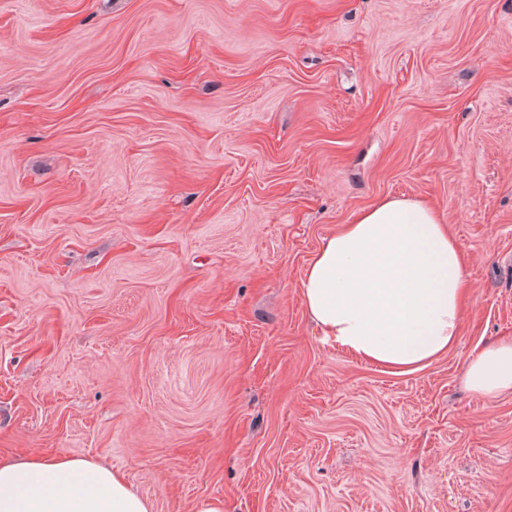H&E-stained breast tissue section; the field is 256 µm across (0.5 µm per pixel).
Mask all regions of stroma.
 <instances>
[{"mask_svg":"<svg viewBox=\"0 0 512 512\" xmlns=\"http://www.w3.org/2000/svg\"><path fill=\"white\" fill-rule=\"evenodd\" d=\"M388 195L465 260L457 345L321 336L325 237ZM512 0H0V459L153 512H512ZM465 383L469 390L487 397L512 391V340L478 351L467 366Z\"/></svg>","mask_w":512,"mask_h":512,"instance_id":"1","label":"stroma"}]
</instances>
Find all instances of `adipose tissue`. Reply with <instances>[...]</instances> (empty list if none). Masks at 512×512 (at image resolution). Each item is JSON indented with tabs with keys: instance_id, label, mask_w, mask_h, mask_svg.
<instances>
[{
	"instance_id": "1",
	"label": "adipose tissue",
	"mask_w": 512,
	"mask_h": 512,
	"mask_svg": "<svg viewBox=\"0 0 512 512\" xmlns=\"http://www.w3.org/2000/svg\"><path fill=\"white\" fill-rule=\"evenodd\" d=\"M465 263L437 211L387 196L325 238L303 299L323 336L394 374L419 370L456 343ZM465 383L487 397L512 391V340L478 351ZM0 512H152L125 478L81 458L0 461Z\"/></svg>"
}]
</instances>
